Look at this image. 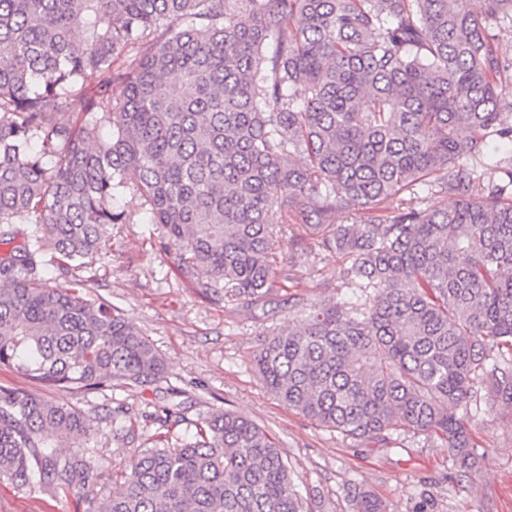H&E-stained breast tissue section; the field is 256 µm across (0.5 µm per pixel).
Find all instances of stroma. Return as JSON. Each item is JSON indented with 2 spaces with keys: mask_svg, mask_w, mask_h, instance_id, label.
<instances>
[{
  "mask_svg": "<svg viewBox=\"0 0 512 512\" xmlns=\"http://www.w3.org/2000/svg\"><path fill=\"white\" fill-rule=\"evenodd\" d=\"M123 205L130 220L115 225L86 272L85 291L121 309L163 356L166 377L132 392L117 389L105 397L59 391L56 399L89 413L128 398L139 406L180 403L190 420L218 409L246 416L275 438L312 512H355L362 492L379 498L386 512H512V410L473 412L469 428L478 462L466 473L438 439L394 431L381 441L359 440L311 423L268 394L252 367L261 333L288 324L283 293L265 308L203 298L171 274L168 258L153 246L155 227L137 201L127 196ZM302 232L299 224L282 227L278 273L291 278L303 298L350 300V290L336 279L341 257L309 240L293 246ZM0 512H77V506L2 483Z\"/></svg>",
  "mask_w": 512,
  "mask_h": 512,
  "instance_id": "1",
  "label": "stroma"
}]
</instances>
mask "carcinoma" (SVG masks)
<instances>
[{
  "mask_svg": "<svg viewBox=\"0 0 512 512\" xmlns=\"http://www.w3.org/2000/svg\"><path fill=\"white\" fill-rule=\"evenodd\" d=\"M507 29L512 0H0V365L54 391L164 378L84 280L47 285L101 253L128 192L174 277L212 301L268 303L288 280L274 227L301 218L354 300L288 295V327L252 356L267 391L346 437H435L473 468L471 405L512 409ZM434 185L453 208L423 206ZM366 205L374 223H333ZM99 420L135 449L106 496V448L70 447L86 413L0 386V479L83 512H306L272 437L234 412L182 436L170 407L118 400ZM357 512L386 510L363 493Z\"/></svg>",
  "mask_w": 512,
  "mask_h": 512,
  "instance_id": "obj_1",
  "label": "carcinoma"
}]
</instances>
